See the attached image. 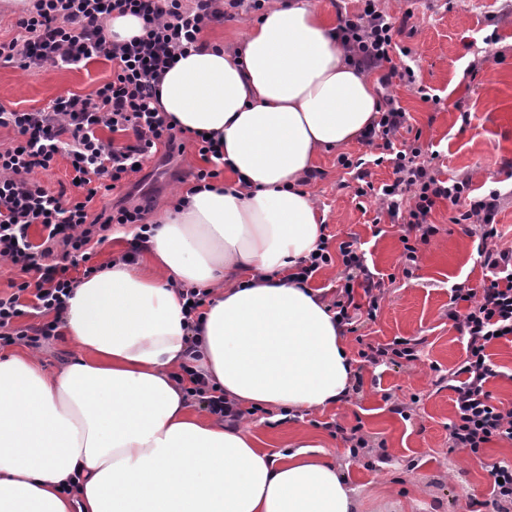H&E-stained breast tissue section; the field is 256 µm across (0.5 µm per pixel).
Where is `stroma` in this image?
<instances>
[{
    "label": "stroma",
    "mask_w": 512,
    "mask_h": 512,
    "mask_svg": "<svg viewBox=\"0 0 512 512\" xmlns=\"http://www.w3.org/2000/svg\"><path fill=\"white\" fill-rule=\"evenodd\" d=\"M393 13L413 9L416 32L403 38L413 52L423 84L441 98L440 105L420 100L406 87L394 88L413 128L421 132L425 153L442 177L466 175L483 192L499 186L507 197L497 216L501 246L512 245V0H390ZM495 36L490 59L480 46ZM480 64L472 73V64ZM112 76V64L98 60L71 68L47 67L33 73L0 65V105L18 110L45 106L60 95L91 94ZM363 142L316 156L317 176L308 185L321 212L325 231L342 241L357 238L371 270L392 276L377 317L367 328L372 343L395 338H423L420 357L410 365H364L360 393L339 404L286 422L256 412L250 422L266 452L284 451L295 439L322 447L346 471L360 494V512H493L489 506L497 461L512 463V445L493 442L474 457L448 446V425L455 418L453 391L437 386V373L456 367L464 344L448 320L452 285L477 284L484 270L476 237L450 223L447 203L437 204L432 220L439 232L419 247L412 275H405L403 244L397 224L378 218L372 199H358L344 187L339 153H368ZM193 148L165 162H149L142 189L155 212L185 190L183 176L201 166ZM414 401L411 418L390 410L392 401ZM337 420L361 426L370 446L351 458L345 443L326 429Z\"/></svg>",
    "instance_id": "stroma-1"
}]
</instances>
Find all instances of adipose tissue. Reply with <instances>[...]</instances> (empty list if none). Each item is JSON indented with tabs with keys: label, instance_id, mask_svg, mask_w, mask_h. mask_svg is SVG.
<instances>
[{
	"label": "adipose tissue",
	"instance_id": "1",
	"mask_svg": "<svg viewBox=\"0 0 512 512\" xmlns=\"http://www.w3.org/2000/svg\"><path fill=\"white\" fill-rule=\"evenodd\" d=\"M159 102L219 140L232 178L184 191L140 260L77 283L64 329L78 354L62 369L0 357V512H355L329 454L264 452L244 415L199 417L174 372L193 364L244 414L348 397L347 340L291 276L322 238L313 161L371 128L376 84L313 0H274L235 51L208 41L179 57ZM183 288L212 292L194 336Z\"/></svg>",
	"mask_w": 512,
	"mask_h": 512
}]
</instances>
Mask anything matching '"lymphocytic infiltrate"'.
Instances as JSON below:
<instances>
[{
    "label": "lymphocytic infiltrate",
    "instance_id": "obj_1",
    "mask_svg": "<svg viewBox=\"0 0 512 512\" xmlns=\"http://www.w3.org/2000/svg\"><path fill=\"white\" fill-rule=\"evenodd\" d=\"M15 23V34L0 39V64L37 72L45 66L68 67L104 59L112 78L91 95L60 96L32 110L0 106V128L10 127L16 139L0 148V262L21 274L12 292L0 295V348L30 347L56 337L66 302L78 276L96 273L92 260L116 224L146 226L150 208L118 202L91 214L90 204L108 194L146 165L159 148L174 151L191 141L203 161L191 175L195 182L219 178L224 156L215 138L188 136L186 129L159 112L157 88L177 57L198 49L204 31L223 21L241 0H31ZM355 13H339L338 30L345 49L364 72L376 75L384 91L383 104L365 136L375 154L342 155L338 164L355 181V197L375 199L379 212L401 220L400 240L406 268L418 260L417 245L435 235L430 220L437 203L453 210V223L478 238L477 254L485 277L477 285L456 284L451 290L448 318L465 344L464 359L440 380L455 394L456 415L448 426L450 447L478 457L487 444H512V403L488 390L501 370L490 350L499 332L512 338V248H499L496 217L503 196L499 189L474 194L469 178L440 179L424 159L405 110L391 90L405 86L423 102L439 103L438 95L418 80L409 62L410 48L400 38L412 34V11L394 16L381 0H361ZM142 18L143 32L124 43L106 35L112 13ZM123 134L125 143L100 137V130ZM68 159L70 177L79 196L65 197L46 187L41 174L50 172L58 157ZM386 165L393 179L374 185L373 168ZM41 225V243H32L29 230ZM338 265L343 285L330 308L347 333L358 332L374 320L387 287L369 268L356 240L330 247L321 240L316 254L302 260L298 273L312 278L320 269ZM420 339L365 344L362 362L401 365L418 360Z\"/></svg>",
    "mask_w": 512,
    "mask_h": 512
}]
</instances>
